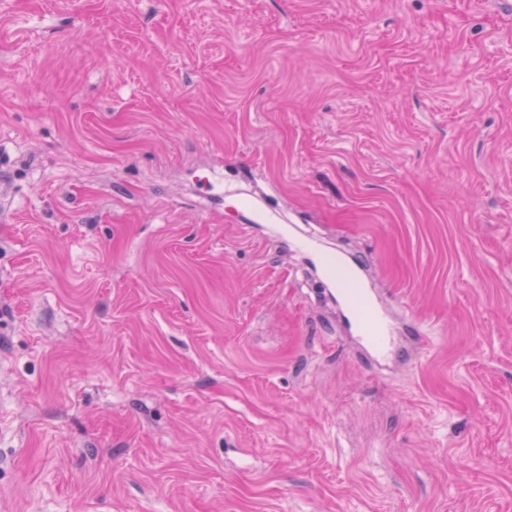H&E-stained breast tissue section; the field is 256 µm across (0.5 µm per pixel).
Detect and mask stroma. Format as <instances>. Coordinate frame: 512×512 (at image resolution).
Instances as JSON below:
<instances>
[{
	"mask_svg": "<svg viewBox=\"0 0 512 512\" xmlns=\"http://www.w3.org/2000/svg\"><path fill=\"white\" fill-rule=\"evenodd\" d=\"M0 512H512V11L0 0ZM327 266L344 301V317L349 327L375 354L387 356L395 353L390 325L381 314L363 276V261L350 266L336 260Z\"/></svg>",
	"mask_w": 512,
	"mask_h": 512,
	"instance_id": "1",
	"label": "stroma"
}]
</instances>
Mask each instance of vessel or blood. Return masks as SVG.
<instances>
[{"label":"vessel or blood","instance_id":"obj_1","mask_svg":"<svg viewBox=\"0 0 512 512\" xmlns=\"http://www.w3.org/2000/svg\"><path fill=\"white\" fill-rule=\"evenodd\" d=\"M364 269L361 263L350 266L336 261L328 265L344 301L349 327L375 354L387 356L394 352L391 328L366 284Z\"/></svg>","mask_w":512,"mask_h":512}]
</instances>
